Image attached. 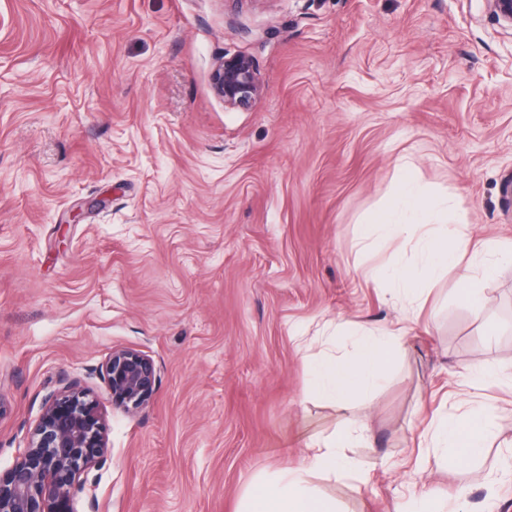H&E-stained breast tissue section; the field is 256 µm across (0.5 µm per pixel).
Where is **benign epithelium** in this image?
Listing matches in <instances>:
<instances>
[{
  "label": "benign epithelium",
  "mask_w": 512,
  "mask_h": 512,
  "mask_svg": "<svg viewBox=\"0 0 512 512\" xmlns=\"http://www.w3.org/2000/svg\"><path fill=\"white\" fill-rule=\"evenodd\" d=\"M493 16L512 29V0H486ZM224 107H245L260 98L264 83L255 61L226 56L212 77ZM112 406L136 413L152 400L157 380L154 359L135 347L112 350L100 371ZM109 454L105 414L98 397L78 381L63 379L48 393L29 429L25 446L0 472V512H78L79 494L96 484L91 472Z\"/></svg>",
  "instance_id": "obj_1"
}]
</instances>
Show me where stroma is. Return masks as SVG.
<instances>
[{
	"mask_svg": "<svg viewBox=\"0 0 512 512\" xmlns=\"http://www.w3.org/2000/svg\"><path fill=\"white\" fill-rule=\"evenodd\" d=\"M237 54L265 92L228 109L212 74ZM408 165L512 240V30L482 0H0V470L62 377L104 395L135 347L156 394L106 411L100 512H240L333 433L365 438L319 482L339 512L423 486L512 512V264L480 321L441 278L373 400L312 386L314 356L407 317L361 276L392 246L357 241ZM476 407L478 482L430 461L432 419Z\"/></svg>",
	"mask_w": 512,
	"mask_h": 512,
	"instance_id": "stroma-1",
	"label": "stroma"
}]
</instances>
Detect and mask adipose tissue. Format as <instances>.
<instances>
[{
  "label": "adipose tissue",
  "mask_w": 512,
  "mask_h": 512,
  "mask_svg": "<svg viewBox=\"0 0 512 512\" xmlns=\"http://www.w3.org/2000/svg\"><path fill=\"white\" fill-rule=\"evenodd\" d=\"M374 238L415 243L412 260H399L386 270L372 269L365 274L366 280L373 282L388 279L412 302L421 299L443 271L456 268L460 271L458 301L480 306L487 299L484 282L495 265L512 262V242L474 240L466 225L452 221L448 205L416 188L410 177L388 208L369 217L358 244L368 248ZM410 332L407 325L382 336L365 329L359 334L354 357L321 355L313 363L316 391L337 402L353 397L373 399ZM488 424L489 413L484 409L459 418H439L432 434L438 455L452 456L461 464L478 459L485 448ZM345 466L340 442L320 439L296 466L283 468L273 478L253 486L243 512H338L335 500L320 491L315 481Z\"/></svg>",
  "instance_id": "1"
}]
</instances>
